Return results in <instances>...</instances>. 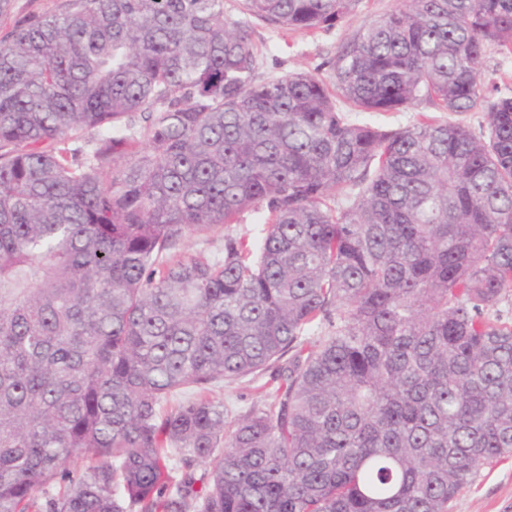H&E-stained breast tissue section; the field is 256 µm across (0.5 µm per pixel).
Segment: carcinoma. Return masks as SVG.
<instances>
[{"instance_id": "1", "label": "carcinoma", "mask_w": 512, "mask_h": 512, "mask_svg": "<svg viewBox=\"0 0 512 512\" xmlns=\"http://www.w3.org/2000/svg\"><path fill=\"white\" fill-rule=\"evenodd\" d=\"M357 3L57 0L0 37V512H448L512 454V96L481 83L512 0H399L328 74L258 78L249 19ZM268 368L243 414L204 393ZM424 116H435L442 121L461 122L469 125L475 131L479 130V124H485V116L482 112H468L459 115L450 114L449 112H435L424 103H416L400 112L378 114L373 117V120L389 128H399L413 124ZM262 228L261 224H255L251 214L248 213L244 215L241 224H231L228 228L219 227L208 236L192 235L186 238L179 252L182 254L205 253L210 256L221 257L223 256L224 233H227L229 229L238 233L247 232L253 237H258Z\"/></svg>"}]
</instances>
